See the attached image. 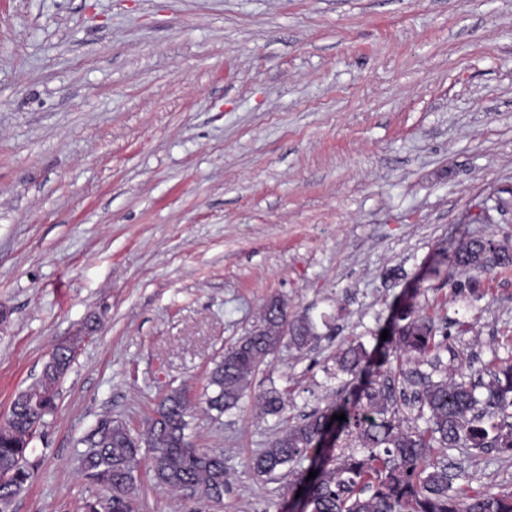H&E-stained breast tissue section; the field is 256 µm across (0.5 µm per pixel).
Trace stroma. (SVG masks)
Masks as SVG:
<instances>
[{
	"label": "stroma",
	"mask_w": 512,
	"mask_h": 512,
	"mask_svg": "<svg viewBox=\"0 0 512 512\" xmlns=\"http://www.w3.org/2000/svg\"><path fill=\"white\" fill-rule=\"evenodd\" d=\"M472 238L512 247V0H0V415L78 342L8 512L102 495L82 437L142 431L172 388L228 487L172 493L144 447L138 512H283L307 460L267 477L249 458L336 401L326 367L375 346L415 277L460 359L512 353V268L477 301L446 264ZM274 296L319 341L206 410L209 370ZM450 462L512 489V456Z\"/></svg>",
	"instance_id": "obj_1"
}]
</instances>
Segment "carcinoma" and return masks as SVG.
<instances>
[{
  "label": "carcinoma",
  "mask_w": 512,
  "mask_h": 512,
  "mask_svg": "<svg viewBox=\"0 0 512 512\" xmlns=\"http://www.w3.org/2000/svg\"><path fill=\"white\" fill-rule=\"evenodd\" d=\"M488 242L470 240L458 246L450 266L469 272L467 287L479 291L472 274ZM418 289L406 291L396 311L392 335L368 351L361 343L339 350L329 378L346 374L356 385L339 404L314 410L286 426L262 452L248 460L258 475H272L289 463L311 457L316 477L302 474V512H512V491L486 495L472 487L473 477L448 463L447 451L468 448L473 454H512V355L494 357L478 370L460 363L458 378L448 376L440 353L453 352L450 336L437 335L435 317L415 310ZM304 348L319 339L307 316L288 319L279 299L264 306L260 325L225 349L207 376L204 403L219 413L238 407L259 367L284 340ZM73 348L57 346L53 368L12 402L0 419V503L7 504L29 484L35 464L27 453L31 419L44 420L57 408V385L73 363ZM427 364L419 374L411 412L424 426L407 425L395 396L391 361ZM262 412L279 415L280 392L264 393ZM345 414L346 420L333 419ZM190 406L185 390L172 388L160 399L146 430L134 434L121 420H108L106 432L81 440L84 477L107 491V501L84 502V512H136V477L141 445L153 451L156 482L170 490H193L209 499L224 496V454L195 448L188 441Z\"/></svg>",
  "instance_id": "1"
}]
</instances>
